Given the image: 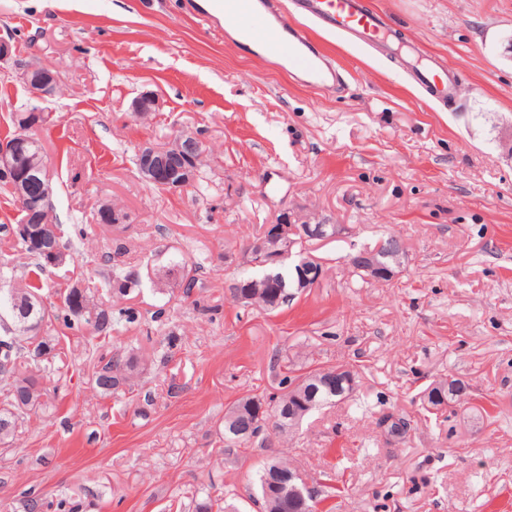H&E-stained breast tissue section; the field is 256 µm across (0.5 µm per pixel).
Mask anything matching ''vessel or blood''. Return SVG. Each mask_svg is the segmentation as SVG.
Returning <instances> with one entry per match:
<instances>
[{
	"label": "vessel or blood",
	"instance_id": "1",
	"mask_svg": "<svg viewBox=\"0 0 512 512\" xmlns=\"http://www.w3.org/2000/svg\"><path fill=\"white\" fill-rule=\"evenodd\" d=\"M292 4L293 13L357 43L385 46L395 38L380 13L367 8L364 0H292ZM191 11L214 27L229 21L253 39L256 53L269 48L279 51L297 84L332 92L342 78L335 60L322 53L307 29L289 22V13L282 11L280 0H206L205 4L192 6ZM400 56L431 101L453 103L454 80L450 74L412 48H401Z\"/></svg>",
	"mask_w": 512,
	"mask_h": 512
}]
</instances>
